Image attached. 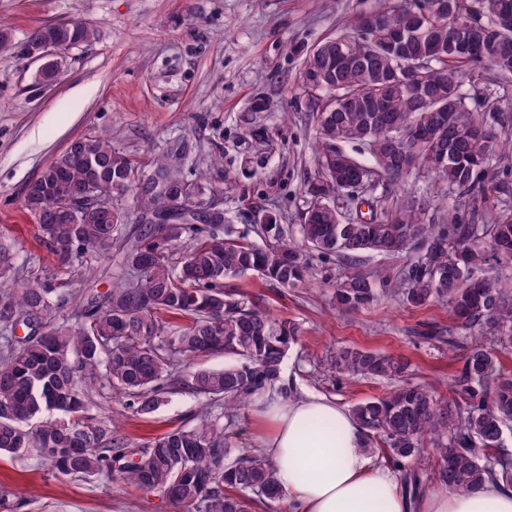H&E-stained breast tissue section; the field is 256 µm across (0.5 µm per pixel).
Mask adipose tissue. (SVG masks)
<instances>
[{"label": "adipose tissue", "mask_w": 512, "mask_h": 512, "mask_svg": "<svg viewBox=\"0 0 512 512\" xmlns=\"http://www.w3.org/2000/svg\"><path fill=\"white\" fill-rule=\"evenodd\" d=\"M258 441L285 491L287 512H512V488L487 482L413 502L397 473L375 464L351 414L336 400L309 394L258 395Z\"/></svg>", "instance_id": "ef3b65f1"}]
</instances>
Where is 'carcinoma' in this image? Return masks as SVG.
Listing matches in <instances>:
<instances>
[{"instance_id":"carcinoma-1","label":"carcinoma","mask_w":512,"mask_h":512,"mask_svg":"<svg viewBox=\"0 0 512 512\" xmlns=\"http://www.w3.org/2000/svg\"><path fill=\"white\" fill-rule=\"evenodd\" d=\"M424 20L407 48L416 60L432 61L423 69L430 95L446 97L448 121L411 93L386 90L373 101L391 68L383 53L366 57L375 34L365 30L373 17L379 30L400 26L405 12ZM468 22L486 27L493 47L488 56L432 57L431 41L448 37ZM97 31L83 22L50 24L31 33L22 46L49 39L88 45ZM346 40L349 59L336 64V43ZM326 49L305 59L301 87L305 110L316 127L318 175L305 193L332 199L352 178L350 164H364L339 144L367 145L381 185L390 191L407 183L415 172L431 171L440 187L458 198L484 205L500 193L493 163L512 160V111L499 106L494 86L512 76V0H422L413 7L388 3L359 15L349 34L321 41ZM469 85L465 94L448 95V87ZM439 130L448 145V164H431L432 145L406 138L414 127ZM489 129L482 142L472 137ZM505 130L498 135L495 128ZM181 159L157 155L143 173L104 136H84L69 146L29 182L24 207L40 216L38 232L45 247L68 271L88 267L107 257L126 212L103 201L87 205L72 222L60 209L75 190L92 179L108 181L116 192L142 178L137 207L152 220L122 243L119 278L105 304L93 296L76 303L78 326L57 314L52 295L65 283L57 274H33L0 304V454L32 453L63 475L116 477L146 492H159L182 512H249L246 492L269 501L283 499L271 462L241 455L229 462L228 433L238 411L266 391L288 395L282 364L297 343L295 324L258 309L242 294L224 290V281L257 273L281 288L309 280L303 248L320 257H336L347 267L370 252L400 254L417 249L415 259L398 276H378L406 305L423 306L445 299L455 330L448 346L467 344L462 367L452 381L454 397L440 402L423 386L405 382L383 397L356 404L351 414L364 434L365 450L405 469L414 489L419 473L409 464L430 447L439 461L437 479L450 490H473L488 481L512 487V457L501 452L504 430L512 426V371L496 367L486 333L497 331L512 317V282L499 274L479 277L486 251L512 260V220L477 224L474 214L453 204L440 211L441 223L426 224L430 196L410 197L381 213L350 224L337 222L336 210H306L293 227L270 222L259 225V246L244 237L224 239L209 224H184L175 216L160 224L157 209L168 197L179 198L186 187L178 175ZM190 243L178 262L172 243ZM16 253L0 244V278L15 273ZM372 276L346 272L336 278V310L349 313L375 298ZM37 322L38 336L6 335ZM217 353L239 357L221 369H187L191 362ZM339 373L388 378L403 366L391 357L344 348L336 353ZM124 391L129 408L148 415L184 385L199 398L224 402V418L202 405L191 427H178L140 446L115 434L113 427L86 416L89 396L101 382Z\"/></svg>"}]
</instances>
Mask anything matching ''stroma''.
I'll list each match as a JSON object with an SVG mask.
<instances>
[{"label":"stroma","instance_id":"stroma-1","mask_svg":"<svg viewBox=\"0 0 512 512\" xmlns=\"http://www.w3.org/2000/svg\"><path fill=\"white\" fill-rule=\"evenodd\" d=\"M378 0H0V25L24 43L39 27L82 21L97 41L65 51L60 75L45 85L37 62L0 51V239L14 243L17 272L0 278V294L22 276L56 271L23 206V190L82 136H105L139 166L176 151L181 179L210 190L231 237L261 224L267 213L298 223L307 206L304 188L317 173V141L304 108L299 75L307 50L348 27ZM265 128L268 138L250 136ZM307 285L279 288L251 275L225 288L248 295L273 317L296 323L300 340L288 352L283 375L293 394L334 398L344 408L386 395L388 379L337 373L338 349L384 353L408 364L409 381L450 399L464 348L424 339L448 331L447 302L402 304L380 290L369 306L337 314L331 285L344 268L310 256ZM123 273L117 261H96L75 274L60 310L71 316L73 298L105 297ZM90 411L110 421L130 442L143 443L173 428L189 427L202 401L175 393L151 415L138 416L129 398L104 385L91 394ZM0 512H176L157 492L119 479L64 476L32 454L0 456Z\"/></svg>","mask_w":512,"mask_h":512}]
</instances>
